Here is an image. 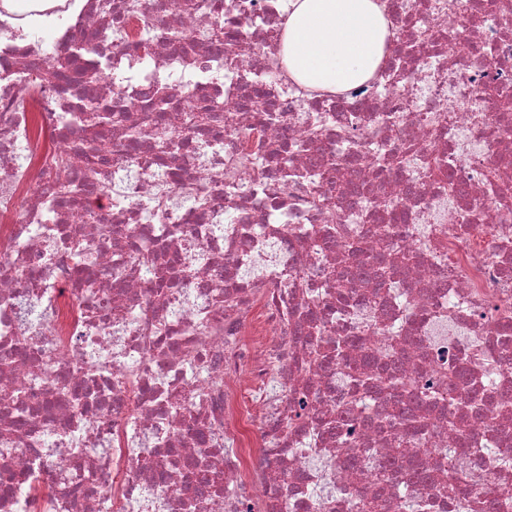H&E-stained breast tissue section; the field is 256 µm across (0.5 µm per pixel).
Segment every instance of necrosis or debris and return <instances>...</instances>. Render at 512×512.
Wrapping results in <instances>:
<instances>
[{
	"instance_id": "1",
	"label": "necrosis or debris",
	"mask_w": 512,
	"mask_h": 512,
	"mask_svg": "<svg viewBox=\"0 0 512 512\" xmlns=\"http://www.w3.org/2000/svg\"><path fill=\"white\" fill-rule=\"evenodd\" d=\"M100 3L0 11V512H358L335 484L369 494L373 474L325 473L311 454L386 461L403 435L377 432L383 406L353 420L342 400L358 380L337 388L312 364L301 315L318 292L325 334L365 339L348 363L388 344L432 391L458 363H495L483 402L512 447V0H385L393 52L340 99L289 77V0ZM32 11L53 19V49L21 31ZM219 24L233 40L213 38ZM81 33L102 49L95 79L73 70L23 98ZM89 95L113 109L112 152L86 204L44 171L61 154L83 168L62 116ZM216 104V121L193 125ZM158 133L181 149L157 150ZM273 149L294 179L280 180ZM387 229L391 273L422 316L415 344L389 341L394 308L360 309L374 280L344 302L325 289L348 245L371 251ZM77 240L90 252L80 266ZM31 297L49 314L36 345L20 314ZM306 386L338 425L310 449L288 422ZM450 417L486 429L482 409L440 400L427 472L456 437Z\"/></svg>"
}]
</instances>
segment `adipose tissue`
I'll return each instance as SVG.
<instances>
[{"mask_svg": "<svg viewBox=\"0 0 512 512\" xmlns=\"http://www.w3.org/2000/svg\"><path fill=\"white\" fill-rule=\"evenodd\" d=\"M284 62L300 84L344 93L370 79L392 32L376 0H291Z\"/></svg>", "mask_w": 512, "mask_h": 512, "instance_id": "adipose-tissue-1", "label": "adipose tissue"}]
</instances>
